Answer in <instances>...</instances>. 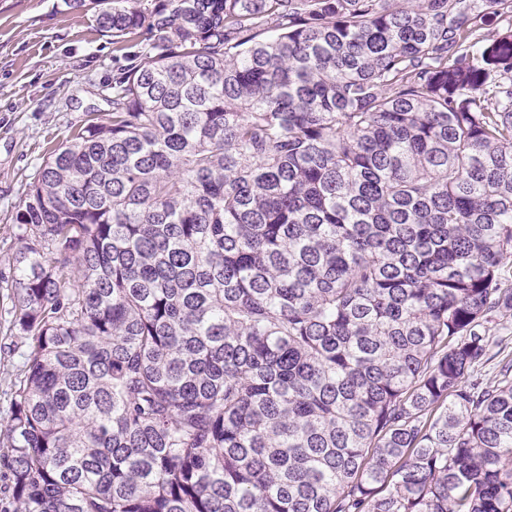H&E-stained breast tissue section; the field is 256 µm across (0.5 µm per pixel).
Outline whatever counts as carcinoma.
Wrapping results in <instances>:
<instances>
[{
    "instance_id": "obj_1",
    "label": "carcinoma",
    "mask_w": 512,
    "mask_h": 512,
    "mask_svg": "<svg viewBox=\"0 0 512 512\" xmlns=\"http://www.w3.org/2000/svg\"><path fill=\"white\" fill-rule=\"evenodd\" d=\"M64 3L125 65L15 206L13 512H512V0Z\"/></svg>"
}]
</instances>
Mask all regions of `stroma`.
Listing matches in <instances>:
<instances>
[{"label": "stroma", "instance_id": "35a3bbf8", "mask_svg": "<svg viewBox=\"0 0 512 512\" xmlns=\"http://www.w3.org/2000/svg\"><path fill=\"white\" fill-rule=\"evenodd\" d=\"M93 11L62 0H0V272L23 235L10 216L50 147L65 142L88 113L110 112L118 63ZM0 303V429L20 374L18 337Z\"/></svg>", "mask_w": 512, "mask_h": 512}]
</instances>
